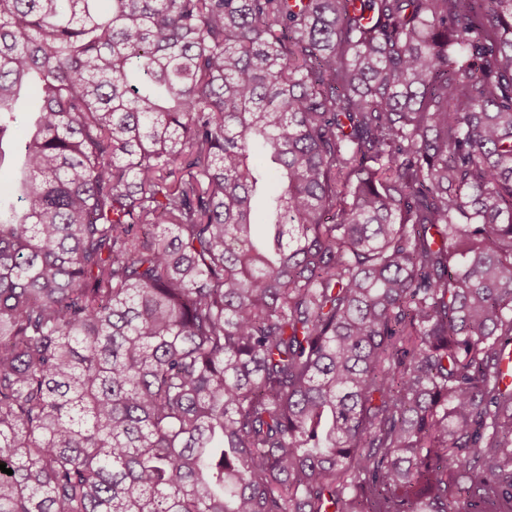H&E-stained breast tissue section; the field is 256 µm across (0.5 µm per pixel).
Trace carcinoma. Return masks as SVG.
Here are the masks:
<instances>
[{
    "instance_id": "1",
    "label": "carcinoma",
    "mask_w": 512,
    "mask_h": 512,
    "mask_svg": "<svg viewBox=\"0 0 512 512\" xmlns=\"http://www.w3.org/2000/svg\"><path fill=\"white\" fill-rule=\"evenodd\" d=\"M20 128L0 512H512V0H0Z\"/></svg>"
}]
</instances>
